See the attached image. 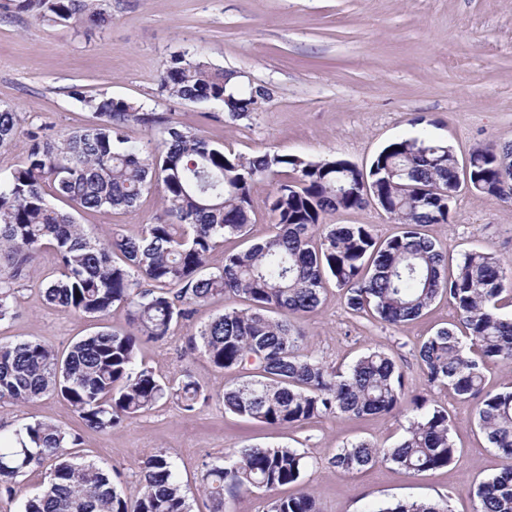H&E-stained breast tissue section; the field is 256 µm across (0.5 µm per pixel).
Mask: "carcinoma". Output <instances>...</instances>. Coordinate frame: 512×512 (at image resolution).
Listing matches in <instances>:
<instances>
[{"label": "carcinoma", "mask_w": 512, "mask_h": 512, "mask_svg": "<svg viewBox=\"0 0 512 512\" xmlns=\"http://www.w3.org/2000/svg\"><path fill=\"white\" fill-rule=\"evenodd\" d=\"M0 11L72 28L112 20L106 0H0ZM236 79L198 52H186L170 60L159 89L180 101L220 102L240 120L257 111L268 92L243 91ZM70 94L93 121L60 137L43 126L22 130L16 113L0 109V148L21 140L25 149L23 164L0 177V323L15 317L18 287L50 249L56 264L40 284L45 301L97 322L119 306L127 328L104 326L64 352L35 341H0V404L56 395L98 433L163 399L192 413L206 400L198 383L186 373L170 386L138 362V351L168 342L193 324L199 308L233 295L243 307L216 313L188 337L190 350L235 374L224 387L225 411L273 428L408 411L412 416L396 446L350 442L330 465L344 474L379 463L409 473L441 469L458 452L448 411L425 397H407L404 374L384 351H369L346 370L329 366L308 350L294 320L320 310L331 282L352 314L389 326L418 319L448 296L466 337L442 327L416 349L417 358L431 386L477 400V424L505 461L474 492L476 512H512V386L489 391L484 376L489 362L512 363V317L499 305L512 270L483 251L466 252L450 267L442 249L422 234L428 224L448 222L459 192L449 147L426 136L397 139L365 171L344 159L310 161L275 152L245 157L123 98L87 95L77 86ZM132 124L158 131L159 138L131 141L126 129ZM269 176L280 177L267 199L275 234L224 252V264L210 267V255L226 239L248 235L252 187ZM469 183L478 193L511 200L512 144L472 150ZM154 185L162 189L165 218L143 225L136 237L114 228L103 240L77 222V213L133 209ZM370 199L401 225L399 234L378 240L364 225L326 223L328 215ZM78 445V435L51 422L0 434V494H16L18 477L44 467L39 492L21 512H191L169 453L143 458L138 487L128 494L95 461L72 451ZM308 467V456L297 448H237L202 463L199 490L210 512H224L226 495L300 486ZM267 512L321 509L300 488L270 502ZM367 512L449 510L445 500L398 501Z\"/></svg>", "instance_id": "cac0c4a2"}]
</instances>
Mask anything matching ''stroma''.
Wrapping results in <instances>:
<instances>
[{
	"label": "stroma",
	"instance_id": "1",
	"mask_svg": "<svg viewBox=\"0 0 512 512\" xmlns=\"http://www.w3.org/2000/svg\"><path fill=\"white\" fill-rule=\"evenodd\" d=\"M112 21L102 28L49 26L20 13L0 15V107L16 112L22 128L46 126L61 134L86 124L91 114L69 91L107 94L169 116L183 128L243 156L265 152L310 160L336 157L370 165L391 141L420 131L447 143L458 159L479 146L512 143V0H108ZM198 50L206 60L239 72L241 89L270 93L257 112L230 119L212 106L162 95L158 79L170 59ZM159 190L130 211L83 217L99 236L120 227L129 236L163 216ZM331 224H363L378 239L400 226L374 202L336 212ZM426 235L452 260L476 248L512 263V202L467 189L450 205L447 223ZM44 251L19 296L18 315L0 323V338L32 340L65 351L92 328L80 315L48 304L39 284L52 270ZM449 298L420 319L398 326L371 323L348 313L341 293L328 286L316 314L300 318L318 357L347 368L371 349L401 367L406 390L447 408L459 454L448 467L417 475L379 464L355 475L336 472L330 458L346 443L367 439L390 448L404 417H322L273 429L225 412L227 374L187 349V331L164 344H146L139 359L178 383L190 374L210 394L191 415L159 404L147 415L106 433L85 430L66 401L44 396L14 406L0 404V427L36 420L80 434L81 449L132 492L139 463L165 450L176 459L191 490L193 512H207L199 493L203 462L243 446H290L311 466L304 486L321 512H363L374 500L447 501L450 512H474L472 490L503 467L475 420V401L431 387L414 352L438 328L455 323Z\"/></svg>",
	"mask_w": 512,
	"mask_h": 512
}]
</instances>
